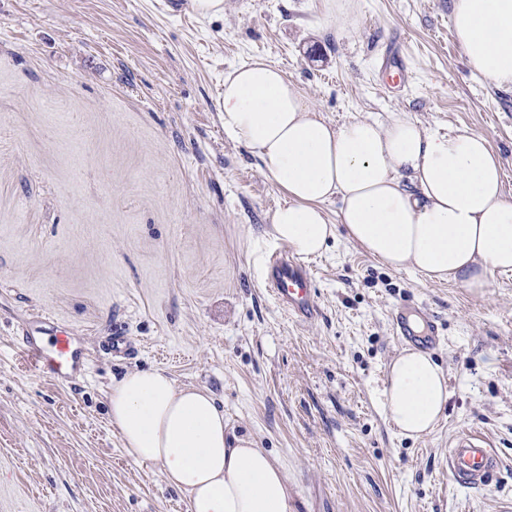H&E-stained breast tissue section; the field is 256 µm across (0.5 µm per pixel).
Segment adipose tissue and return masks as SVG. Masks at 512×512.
<instances>
[{
    "label": "adipose tissue",
    "instance_id": "adipose-tissue-1",
    "mask_svg": "<svg viewBox=\"0 0 512 512\" xmlns=\"http://www.w3.org/2000/svg\"><path fill=\"white\" fill-rule=\"evenodd\" d=\"M465 65L512 90V0H451ZM224 131L265 162L284 201L270 233L295 255L323 253L337 226L384 266L483 292L512 272V199L486 135L445 134L402 115L334 125L278 67L255 59L224 76ZM339 200L336 219L325 206ZM387 417L406 438L435 427L448 380L431 354L403 350L388 367ZM110 415L137 463L161 465L190 512H291L288 476L249 438L227 434L224 410L204 387L177 386L160 369L113 382Z\"/></svg>",
    "mask_w": 512,
    "mask_h": 512
}]
</instances>
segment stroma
Listing matches in <instances>:
<instances>
[{"instance_id": "35a3bbf8", "label": "stroma", "mask_w": 512, "mask_h": 512, "mask_svg": "<svg viewBox=\"0 0 512 512\" xmlns=\"http://www.w3.org/2000/svg\"><path fill=\"white\" fill-rule=\"evenodd\" d=\"M355 2L343 28L320 0H224L215 15L190 0H0V512H189L110 420L113 379L151 367L214 394L228 432L284 467L294 512L512 505V273L476 294L384 267L340 231L305 261L316 319H291L263 286L284 196L217 108L251 59L337 125L400 114L485 134L512 198V92L464 64L449 0ZM406 301L436 320L448 379L417 439L382 403ZM56 329L89 363L50 378L23 347ZM462 426L500 459L478 488L448 476Z\"/></svg>"}]
</instances>
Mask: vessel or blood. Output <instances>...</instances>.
<instances>
[{
    "mask_svg": "<svg viewBox=\"0 0 512 512\" xmlns=\"http://www.w3.org/2000/svg\"><path fill=\"white\" fill-rule=\"evenodd\" d=\"M265 276L268 287L289 315L301 321L315 315L313 279L286 252L275 250L267 255ZM392 329L402 341L421 346L434 342L436 336L433 321L419 310L410 316L397 310L392 317ZM25 357L31 367L50 377L68 375L82 364L80 351L64 330L54 332L44 341L29 338ZM498 466V455L481 432L463 430L448 445V474L460 486L473 488L485 484Z\"/></svg>",
    "mask_w": 512,
    "mask_h": 512,
    "instance_id": "vessel-or-blood-1",
    "label": "vessel or blood"
}]
</instances>
